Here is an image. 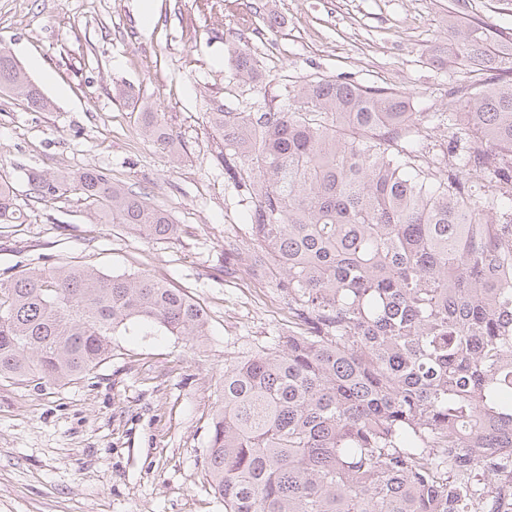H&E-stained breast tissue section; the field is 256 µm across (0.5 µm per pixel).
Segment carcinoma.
<instances>
[{"label": "carcinoma", "mask_w": 512, "mask_h": 512, "mask_svg": "<svg viewBox=\"0 0 512 512\" xmlns=\"http://www.w3.org/2000/svg\"><path fill=\"white\" fill-rule=\"evenodd\" d=\"M454 37L489 76L448 93V146L393 88L310 79L255 112L207 120L215 165L249 204L246 255L299 328L224 368L204 471L224 512H512V32ZM238 80H259L240 49ZM0 92L51 101L0 47ZM144 135L176 151L161 113ZM153 240L170 213L87 167L31 171ZM0 183V224H21ZM148 328L196 343L203 308L153 275L34 265L0 279V379L66 385ZM488 479L478 489L477 476Z\"/></svg>", "instance_id": "cac0c4a2"}]
</instances>
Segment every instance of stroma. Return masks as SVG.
I'll return each instance as SVG.
<instances>
[{
    "label": "stroma",
    "instance_id": "1",
    "mask_svg": "<svg viewBox=\"0 0 512 512\" xmlns=\"http://www.w3.org/2000/svg\"><path fill=\"white\" fill-rule=\"evenodd\" d=\"M452 17L512 28V0H220L211 11L201 0H0V47L54 103L35 112L0 94V182L26 215L0 224V271L40 260L145 272L184 289L209 318L199 347L134 329L113 337L111 358L86 378L0 380V512H224L203 470L224 365L289 321L253 260L224 274L245 213L212 162L207 114L252 111L316 77L395 88L423 115L442 111L473 78ZM244 47L262 67L258 82L231 77L228 59ZM119 84L138 103L116 97ZM145 107L164 113L178 154L143 136ZM90 166L166 209L181 234L143 238L72 193L34 201L28 171Z\"/></svg>",
    "mask_w": 512,
    "mask_h": 512
}]
</instances>
